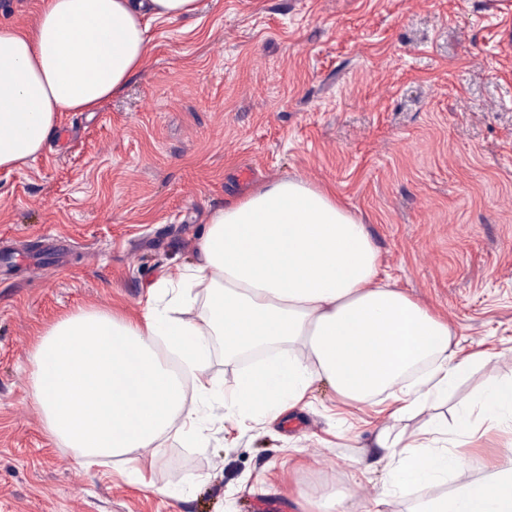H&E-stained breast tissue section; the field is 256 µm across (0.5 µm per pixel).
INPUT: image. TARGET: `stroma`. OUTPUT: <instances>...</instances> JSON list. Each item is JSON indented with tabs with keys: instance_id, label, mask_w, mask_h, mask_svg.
I'll return each mask as SVG.
<instances>
[{
	"instance_id": "obj_1",
	"label": "stroma",
	"mask_w": 512,
	"mask_h": 512,
	"mask_svg": "<svg viewBox=\"0 0 512 512\" xmlns=\"http://www.w3.org/2000/svg\"><path fill=\"white\" fill-rule=\"evenodd\" d=\"M149 37L121 92L0 170V512H301L326 490L366 512L390 468L378 433L409 437L430 411L346 418L322 381L274 421L202 403L199 441L165 435L149 490L49 435L33 345L80 309L140 315L211 211L290 178L335 187L383 273L447 314L462 353L486 351L440 414L512 381V0H199ZM448 445L485 476L512 422Z\"/></svg>"
}]
</instances>
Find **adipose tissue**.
Returning a JSON list of instances; mask_svg holds the SVG:
<instances>
[{
    "label": "adipose tissue",
    "mask_w": 512,
    "mask_h": 512,
    "mask_svg": "<svg viewBox=\"0 0 512 512\" xmlns=\"http://www.w3.org/2000/svg\"><path fill=\"white\" fill-rule=\"evenodd\" d=\"M198 0H43L32 28L0 24V169L35 159L63 112H91L120 92L149 51L152 22L194 16ZM185 286L165 304L150 288L145 312L130 318L81 309L38 338L30 393L47 432L77 452L81 466L120 459L136 484L172 430L193 426L184 382L158 356L164 341L183 358L200 397L229 398L230 415L277 419L327 382L346 411L378 406L393 420L435 405L480 364L460 355L445 315L385 280L364 224L334 189L280 179L226 200L199 237ZM206 291L196 300L192 291ZM226 357L264 351L242 370L232 396L209 375L210 337ZM302 345L306 359L291 345ZM512 419V383L485 387L454 426L430 419L406 441L376 438L392 459V491L459 485L418 512H512V448L476 478L461 450L439 448L449 429L475 430L474 415Z\"/></svg>",
    "instance_id": "obj_1"
}]
</instances>
